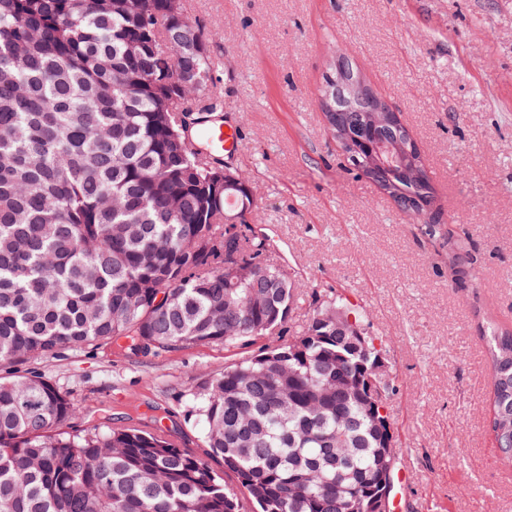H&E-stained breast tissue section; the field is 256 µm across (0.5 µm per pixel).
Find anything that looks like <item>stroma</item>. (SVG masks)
<instances>
[{
	"instance_id": "obj_1",
	"label": "stroma",
	"mask_w": 512,
	"mask_h": 512,
	"mask_svg": "<svg viewBox=\"0 0 512 512\" xmlns=\"http://www.w3.org/2000/svg\"><path fill=\"white\" fill-rule=\"evenodd\" d=\"M210 33L212 83L242 147L223 161L249 181L270 261L302 287L296 330L335 296L386 338L396 453L410 477L398 512H512V468L484 428L482 319L512 326V0H182ZM345 55L420 145L442 222L464 263L349 165L319 93ZM223 346L148 356L62 348L11 372L50 380L76 408L67 429L164 432L201 454L185 416Z\"/></svg>"
}]
</instances>
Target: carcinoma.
Returning a JSON list of instances; mask_svg holds the SVG:
<instances>
[{
  "mask_svg": "<svg viewBox=\"0 0 512 512\" xmlns=\"http://www.w3.org/2000/svg\"><path fill=\"white\" fill-rule=\"evenodd\" d=\"M209 40L181 0H0V367L101 344L238 352L189 394L202 456L130 427L66 432L76 408L56 386L0 377V512H373L386 489L395 455L367 385L378 337L348 333L363 316L337 299L296 332L300 347L266 345L300 283L269 262L224 271L238 200L180 124V84L202 93L211 79ZM370 108L337 105L358 160L382 159L359 172L436 207L424 156L389 151L411 148L406 128L372 124ZM422 230L467 253L442 222ZM239 247L263 257L272 244L253 231ZM484 340L487 427L510 467L512 327L489 321Z\"/></svg>",
  "mask_w": 512,
  "mask_h": 512,
  "instance_id": "obj_1",
  "label": "carcinoma"
}]
</instances>
